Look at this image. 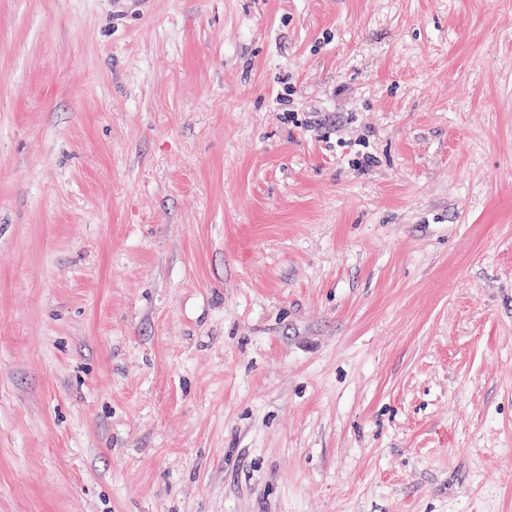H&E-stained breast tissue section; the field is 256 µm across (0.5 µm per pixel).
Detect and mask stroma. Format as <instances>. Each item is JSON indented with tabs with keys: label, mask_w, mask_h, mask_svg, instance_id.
Returning a JSON list of instances; mask_svg holds the SVG:
<instances>
[{
	"label": "stroma",
	"mask_w": 512,
	"mask_h": 512,
	"mask_svg": "<svg viewBox=\"0 0 512 512\" xmlns=\"http://www.w3.org/2000/svg\"><path fill=\"white\" fill-rule=\"evenodd\" d=\"M0 0V512H512V0Z\"/></svg>",
	"instance_id": "stroma-1"
}]
</instances>
